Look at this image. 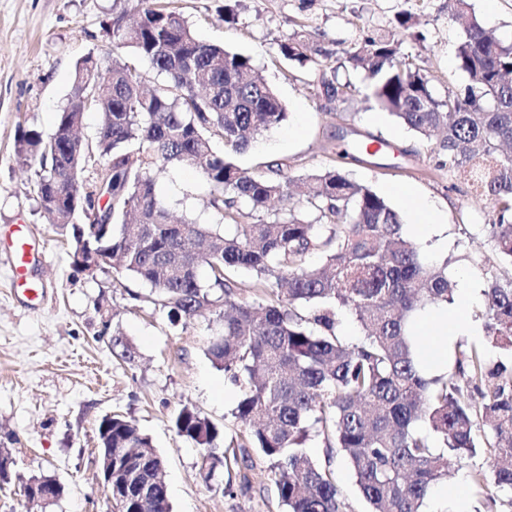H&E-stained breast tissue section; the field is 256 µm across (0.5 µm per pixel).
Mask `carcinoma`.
<instances>
[{
    "instance_id": "carcinoma-1",
    "label": "carcinoma",
    "mask_w": 512,
    "mask_h": 512,
    "mask_svg": "<svg viewBox=\"0 0 512 512\" xmlns=\"http://www.w3.org/2000/svg\"><path fill=\"white\" fill-rule=\"evenodd\" d=\"M450 2L463 32L456 58L464 88L437 95L426 70L399 57L393 33L355 43L349 60L365 72L368 100L433 146L435 169L462 174L475 194L496 200L489 236L496 254L512 260V44L485 30L469 0ZM104 30L109 77L92 91L87 66L97 71L100 61L84 58L53 132L19 129L15 155L39 165L33 193L43 211L52 213L43 197L53 184L108 223L101 240L82 209L55 213L58 226L72 228V267L89 249L107 251L113 268L150 288L149 302L167 310L172 326L207 314L221 326L207 354L239 389L232 416L244 431L223 443L195 408L173 416L176 433L201 449L206 478L248 468L256 448L286 512H349L331 468L339 452L371 512H422L431 487L448 480V454L473 455L482 431L493 464L474 467L472 485L512 493V366L487 358L490 347L512 352V280L488 277L485 341L458 352V376L427 373L414 325L427 307L454 302L448 261L426 260L401 213L332 163L300 176L279 162L260 173L238 167L233 155L286 121V106L253 76L250 57L198 40L174 0H154L130 26L116 16ZM279 51L320 72L316 91L327 99L354 90L325 76L331 52L318 37L296 31ZM141 58L167 76L166 87L144 92ZM97 109L102 124L85 144L77 131ZM91 160L94 183L72 181ZM172 164L193 166L212 187L215 222H172L154 178ZM310 255L319 263L308 264ZM243 270L253 276L252 302L239 297ZM343 310L362 328L355 344L338 333ZM112 349L135 362L118 328ZM314 438L327 450L323 463L307 452ZM97 439L112 445L115 507L172 512L151 437L112 415L99 422Z\"/></svg>"
}]
</instances>
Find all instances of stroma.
Returning <instances> with one entry per match:
<instances>
[{
    "instance_id": "obj_1",
    "label": "stroma",
    "mask_w": 512,
    "mask_h": 512,
    "mask_svg": "<svg viewBox=\"0 0 512 512\" xmlns=\"http://www.w3.org/2000/svg\"><path fill=\"white\" fill-rule=\"evenodd\" d=\"M470 3L496 38L512 43V0ZM177 6L199 39L249 56L287 106V121L235 155L240 168L261 171L279 161L298 176L329 164L347 145L385 140L388 149L377 164L350 161L344 171L388 198L408 229L418 226V202L434 205L444 220L440 235L419 245L428 259L447 261L450 279L467 277L482 289L487 273L512 278V263L497 258L488 237L494 200L435 171L430 148L366 102L365 74L348 59L355 42L393 30L397 17L408 14L414 25L400 36L402 54L433 76L436 93L464 86L455 61L462 31L449 16L448 0H241L234 21L224 18V0H177ZM142 7V0H0V448L24 476L50 475L64 486L60 499L35 512H113L98 478L97 427L104 415L118 414L133 419L163 455L172 512H283L261 453L249 452V489H240L239 474L224 471L208 485L198 474L199 448L173 428L174 413L189 405L224 436L240 429L232 416L238 393L206 354L207 318L172 327L140 282L111 268L92 277L75 271L70 228L50 223L33 197L35 166L19 164L14 155L19 128L52 133L82 58L111 61L102 19L133 17ZM300 29L319 35L332 52L327 74L351 80L355 96L315 95L311 76L280 55L279 40ZM397 187L410 188L411 197L394 195ZM156 190L177 216L213 222L211 188L195 168L169 166ZM19 227L41 248L31 270L34 294L11 284L9 241ZM117 328L135 344V363L113 355ZM476 447L474 456L451 459V484L464 487L467 512H497L487 494L470 486L471 467L487 461L484 435H477ZM228 484L233 493H225Z\"/></svg>"
}]
</instances>
